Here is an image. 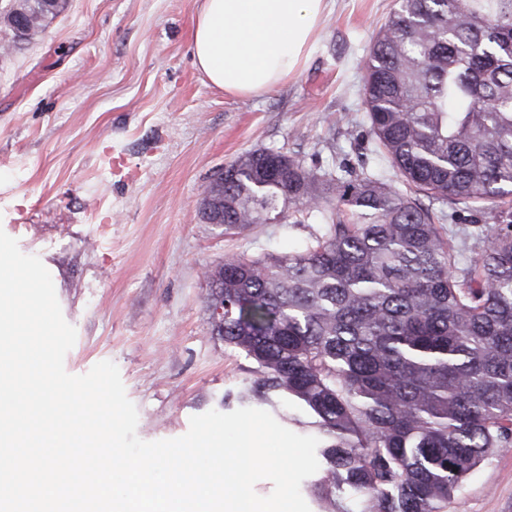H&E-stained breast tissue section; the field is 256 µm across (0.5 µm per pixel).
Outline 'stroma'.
<instances>
[{"label":"stroma","instance_id":"1","mask_svg":"<svg viewBox=\"0 0 512 512\" xmlns=\"http://www.w3.org/2000/svg\"><path fill=\"white\" fill-rule=\"evenodd\" d=\"M199 0H68L0 55V229L52 276L77 339L69 374L108 360L138 411L137 435L176 438L223 410L254 363L212 335L206 267L229 253L299 249L312 224L232 235L198 210L244 152L398 178L375 154L363 104L372 34L396 0H331L304 67L236 97L197 69ZM447 512H512V447L477 465Z\"/></svg>","mask_w":512,"mask_h":512}]
</instances>
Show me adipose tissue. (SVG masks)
Wrapping results in <instances>:
<instances>
[{"label": "adipose tissue", "instance_id": "adipose-tissue-1", "mask_svg": "<svg viewBox=\"0 0 512 512\" xmlns=\"http://www.w3.org/2000/svg\"><path fill=\"white\" fill-rule=\"evenodd\" d=\"M328 2L200 0L191 40L196 65L225 93H268L307 61Z\"/></svg>", "mask_w": 512, "mask_h": 512}]
</instances>
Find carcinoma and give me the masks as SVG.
Wrapping results in <instances>:
<instances>
[{"instance_id": "carcinoma-1", "label": "carcinoma", "mask_w": 512, "mask_h": 512, "mask_svg": "<svg viewBox=\"0 0 512 512\" xmlns=\"http://www.w3.org/2000/svg\"><path fill=\"white\" fill-rule=\"evenodd\" d=\"M66 6L30 10L43 31ZM365 69L375 151L404 189L269 148L207 187L202 218L227 234L322 225L296 252L206 268L211 331L255 364L224 406L319 439V512H447L512 447V0H398ZM447 207L494 224L454 247Z\"/></svg>"}]
</instances>
